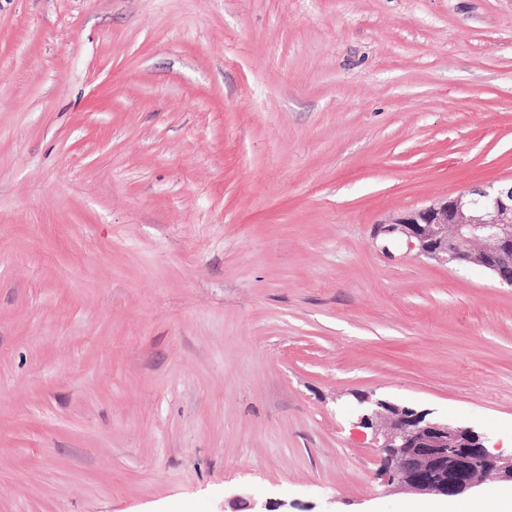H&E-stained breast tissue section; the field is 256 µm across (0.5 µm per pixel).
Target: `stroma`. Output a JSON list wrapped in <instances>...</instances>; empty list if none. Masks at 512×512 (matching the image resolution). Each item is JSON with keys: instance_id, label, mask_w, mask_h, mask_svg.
<instances>
[{"instance_id": "35a3bbf8", "label": "stroma", "mask_w": 512, "mask_h": 512, "mask_svg": "<svg viewBox=\"0 0 512 512\" xmlns=\"http://www.w3.org/2000/svg\"><path fill=\"white\" fill-rule=\"evenodd\" d=\"M512 180V0H0V512H406L370 394L512 448V288L377 226Z\"/></svg>"}]
</instances>
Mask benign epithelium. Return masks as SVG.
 Listing matches in <instances>:
<instances>
[{"label":"benign epithelium","instance_id":"obj_1","mask_svg":"<svg viewBox=\"0 0 512 512\" xmlns=\"http://www.w3.org/2000/svg\"><path fill=\"white\" fill-rule=\"evenodd\" d=\"M380 232L404 236L418 258L476 263L512 288V182L449 196L405 213ZM382 422L375 441L390 483L448 498L473 489L483 473L512 482V452L490 445L471 427H450L424 410L387 400L359 399L357 426L375 430Z\"/></svg>","mask_w":512,"mask_h":512}]
</instances>
